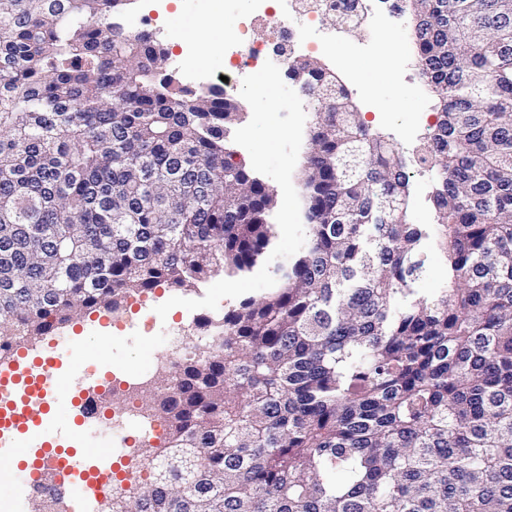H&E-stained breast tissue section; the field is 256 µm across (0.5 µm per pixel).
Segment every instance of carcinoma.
<instances>
[{"mask_svg": "<svg viewBox=\"0 0 512 512\" xmlns=\"http://www.w3.org/2000/svg\"><path fill=\"white\" fill-rule=\"evenodd\" d=\"M121 0H0V340L250 271L276 195ZM448 287L418 293L400 147L305 59L308 242L164 379L150 481L96 512H512V0H410Z\"/></svg>", "mask_w": 512, "mask_h": 512, "instance_id": "carcinoma-1", "label": "carcinoma"}]
</instances>
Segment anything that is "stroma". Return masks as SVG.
<instances>
[{
	"mask_svg": "<svg viewBox=\"0 0 512 512\" xmlns=\"http://www.w3.org/2000/svg\"><path fill=\"white\" fill-rule=\"evenodd\" d=\"M213 7L212 0H133L123 14L124 25L142 29L151 21L152 30L169 51L168 64L179 69L181 46L200 42L195 28L198 19ZM332 25L323 21L307 28L305 47L297 48V56L308 59L309 45L314 41H331L333 53L320 56L321 64L333 69L343 80L359 106L371 131L393 137L401 148L404 169L409 175L411 223L421 225L428 234L420 248L427 259V270L417 282L421 294L440 293L448 282L446 259L437 244L434 228L431 174L421 172L413 162V137L429 134L437 121L435 101L424 85L414 56L410 15L378 28L375 42L391 39L396 50L395 68L375 70L377 54L358 51L354 41L331 39ZM298 90L286 76H279L272 88L255 94L251 89L235 93L241 117L230 125L229 145L236 160L246 164L253 176L277 192L280 204L270 220L277 226V239L266 260L251 272L230 277L211 274L197 287L183 290L162 285L147 294V310L139 315L126 312V326L114 330L99 321L97 314H85L65 329L73 352L68 366L74 377H81L86 367L96 364L97 352L107 354L110 372L132 378H145L168 355L166 338L179 331L186 346H196L205 331L201 323L236 309L249 298L264 296L276 282L277 268L290 264L302 250L307 238L306 203L301 176L308 155L310 126L298 124V113L307 111L306 100L296 99ZM294 100L289 112L277 111L285 100ZM52 396L61 407L56 416L42 427V436L59 448H70L75 458L88 469H104L112 461V439L78 422V410L70 403L67 392L56 389ZM25 472L16 464L11 449H0V512H30L31 495L22 492Z\"/></svg>",
	"mask_w": 512,
	"mask_h": 512,
	"instance_id": "1",
	"label": "stroma"
}]
</instances>
